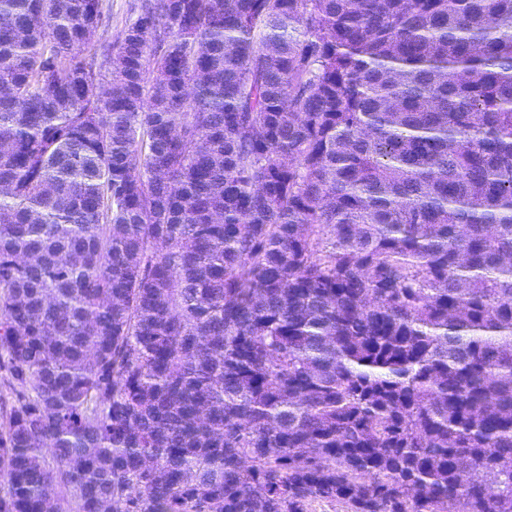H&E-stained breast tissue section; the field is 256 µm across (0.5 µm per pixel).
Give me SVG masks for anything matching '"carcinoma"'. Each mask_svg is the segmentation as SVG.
Instances as JSON below:
<instances>
[{"mask_svg":"<svg viewBox=\"0 0 512 512\" xmlns=\"http://www.w3.org/2000/svg\"><path fill=\"white\" fill-rule=\"evenodd\" d=\"M0 0V512H512V0ZM141 0H101L103 18L85 54L95 56L100 62L103 55L112 52L127 24L136 16Z\"/></svg>","mask_w":512,"mask_h":512,"instance_id":"obj_1","label":"carcinoma"}]
</instances>
